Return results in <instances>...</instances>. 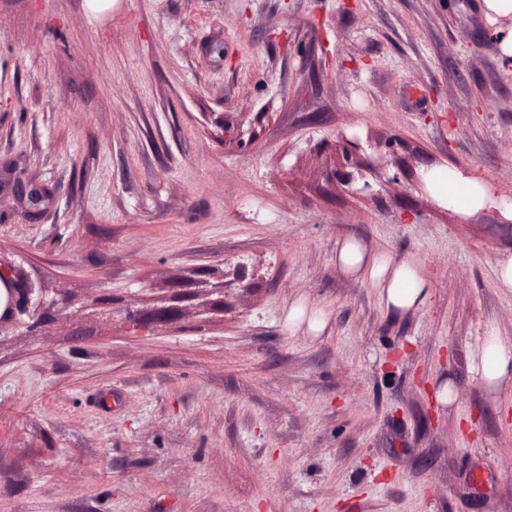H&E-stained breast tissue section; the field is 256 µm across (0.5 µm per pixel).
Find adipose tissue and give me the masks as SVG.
Here are the masks:
<instances>
[{
	"label": "adipose tissue",
	"mask_w": 512,
	"mask_h": 512,
	"mask_svg": "<svg viewBox=\"0 0 512 512\" xmlns=\"http://www.w3.org/2000/svg\"><path fill=\"white\" fill-rule=\"evenodd\" d=\"M424 183L429 193L444 206L463 205L475 213L492 203L489 188L476 177L455 170L450 178L435 181L433 171H425ZM338 263L346 270L365 274L378 288L388 311H412L422 308L429 294L427 281L416 267L408 262L392 264L385 254L367 255L362 245L353 238L342 244L337 254ZM475 370L482 382L497 387L512 379V341L496 334L486 337L478 353Z\"/></svg>",
	"instance_id": "obj_1"
}]
</instances>
